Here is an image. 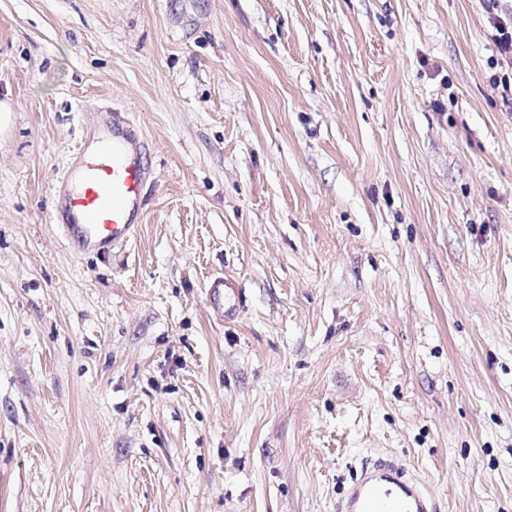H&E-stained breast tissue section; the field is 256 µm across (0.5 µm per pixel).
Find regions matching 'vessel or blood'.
Listing matches in <instances>:
<instances>
[{"label": "vessel or blood", "instance_id": "obj_1", "mask_svg": "<svg viewBox=\"0 0 512 512\" xmlns=\"http://www.w3.org/2000/svg\"><path fill=\"white\" fill-rule=\"evenodd\" d=\"M143 141L121 122L82 152L61 191L63 237L72 253L106 251L129 242L139 222L149 170ZM340 512H436L432 493L405 466L378 459L340 504Z\"/></svg>", "mask_w": 512, "mask_h": 512}]
</instances>
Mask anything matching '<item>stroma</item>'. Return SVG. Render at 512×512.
Returning <instances> with one entry per match:
<instances>
[{
  "label": "stroma",
  "mask_w": 512,
  "mask_h": 512,
  "mask_svg": "<svg viewBox=\"0 0 512 512\" xmlns=\"http://www.w3.org/2000/svg\"><path fill=\"white\" fill-rule=\"evenodd\" d=\"M512 0H0V512H512ZM134 238L54 222L112 117ZM240 290L220 320L207 287ZM340 512H435L432 493L414 479L403 465L378 459L363 468V477L352 487Z\"/></svg>",
  "instance_id": "stroma-1"
}]
</instances>
